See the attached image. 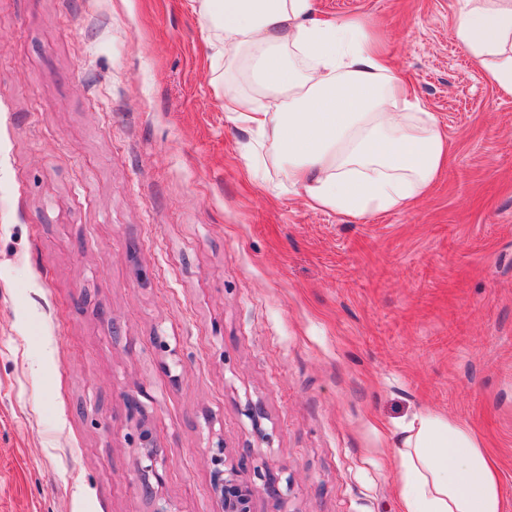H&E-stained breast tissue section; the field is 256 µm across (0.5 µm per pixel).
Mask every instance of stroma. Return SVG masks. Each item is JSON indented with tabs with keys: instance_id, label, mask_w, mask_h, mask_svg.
Instances as JSON below:
<instances>
[{
	"instance_id": "obj_1",
	"label": "stroma",
	"mask_w": 512,
	"mask_h": 512,
	"mask_svg": "<svg viewBox=\"0 0 512 512\" xmlns=\"http://www.w3.org/2000/svg\"><path fill=\"white\" fill-rule=\"evenodd\" d=\"M459 8L316 0L450 144L410 208L351 217L248 177L189 0H0V512H147L130 394L179 512H222L217 440L252 512H399L419 409L478 434L512 512V94Z\"/></svg>"
}]
</instances>
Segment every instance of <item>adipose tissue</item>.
<instances>
[{
	"label": "adipose tissue",
	"instance_id": "ef3b65f1",
	"mask_svg": "<svg viewBox=\"0 0 512 512\" xmlns=\"http://www.w3.org/2000/svg\"><path fill=\"white\" fill-rule=\"evenodd\" d=\"M193 11L225 117L250 135L249 178L275 168L307 205L350 216L409 208L430 188L448 139L365 18L321 21L315 0H193ZM455 35L512 93V0H463ZM394 477L402 512H505L486 449L443 414L401 425Z\"/></svg>",
	"mask_w": 512,
	"mask_h": 512
}]
</instances>
